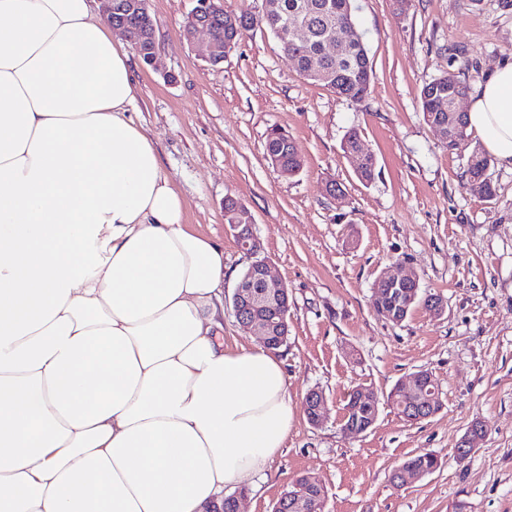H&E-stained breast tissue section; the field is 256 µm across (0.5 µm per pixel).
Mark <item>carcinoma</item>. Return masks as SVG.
Here are the masks:
<instances>
[{"instance_id": "carcinoma-1", "label": "carcinoma", "mask_w": 512, "mask_h": 512, "mask_svg": "<svg viewBox=\"0 0 512 512\" xmlns=\"http://www.w3.org/2000/svg\"><path fill=\"white\" fill-rule=\"evenodd\" d=\"M276 7L263 16L238 13L239 17H247L246 25L237 32L226 28L225 19L213 16L209 19L214 36L224 42L239 43L243 36L254 27H264L277 39L283 53L290 58L305 79L313 81L339 97L350 101L363 100L370 91L373 78L366 45L362 33L354 24L353 0H274ZM136 11L126 15L132 28L133 41L131 46L136 53L148 61L153 48L150 31L153 21L148 9V0H135ZM300 19L306 29V38L296 39L291 33L295 19ZM351 27L348 39L336 48V54L326 56L322 53L323 45L342 26ZM468 87L454 73L442 75L426 83L420 93L423 120L430 126L436 124L440 117L453 111L454 101L465 96ZM466 113L457 114V128L442 141L443 147L452 152L459 148L460 142L466 140ZM265 146L268 147L270 162L288 172L292 176L302 167L297 158L295 145L288 133L280 128H270L266 132ZM342 149L344 153L361 154L363 162L357 168L358 178L370 183L374 180L376 159L363 148L360 134L351 130L345 136ZM491 157L481 148H474L467 160V185L487 198L493 196V188L488 181L486 172L491 165ZM248 213L240 201L228 197L224 200V217L228 224L241 223V215ZM441 300L440 295L416 289L413 293H396L382 281L374 284L371 304L377 315L384 319H406L421 307L428 312L433 311L435 303ZM397 414L404 420L416 415V402L419 397L396 385L388 395ZM379 401L368 402L362 399L361 387L353 388L345 401L347 418L344 432L348 436H358L369 430L376 422L379 414ZM424 472L431 473L438 465V457L433 453H423L406 460Z\"/></svg>"}]
</instances>
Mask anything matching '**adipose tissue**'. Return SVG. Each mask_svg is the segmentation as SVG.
Listing matches in <instances>:
<instances>
[{
  "instance_id": "1",
  "label": "adipose tissue",
  "mask_w": 512,
  "mask_h": 512,
  "mask_svg": "<svg viewBox=\"0 0 512 512\" xmlns=\"http://www.w3.org/2000/svg\"><path fill=\"white\" fill-rule=\"evenodd\" d=\"M94 0H0V512H222L291 424L225 348L224 244L185 222ZM467 130L512 168V61Z\"/></svg>"
}]
</instances>
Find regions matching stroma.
Instances as JSON below:
<instances>
[{
  "mask_svg": "<svg viewBox=\"0 0 512 512\" xmlns=\"http://www.w3.org/2000/svg\"><path fill=\"white\" fill-rule=\"evenodd\" d=\"M374 71L359 102L296 71L266 29L248 32L223 64L196 59L184 35L193 0H150L156 64L137 63L134 120L154 141L162 172L188 224L224 243V296L249 263L227 232L224 200L250 211L264 254L288 287V344L280 351L293 420L243 512H272L301 475L326 489L325 512H512V170L492 163V197L473 192L463 169L476 137L443 148L420 112L423 85L449 72L468 87L512 58V0H354ZM288 131L303 167L277 173L267 128ZM357 130L377 160L362 183L341 144ZM343 193L326 194L328 181ZM412 269L444 311L416 309L389 322L372 287L394 264ZM432 374L442 399L432 417L404 421L393 386ZM379 400L370 430L346 436L353 387ZM320 389L321 425L303 399ZM486 433L465 462L460 438L474 420ZM439 467L401 488L391 474L419 453Z\"/></svg>",
  "mask_w": 512,
  "mask_h": 512,
  "instance_id": "1",
  "label": "stroma"
}]
</instances>
